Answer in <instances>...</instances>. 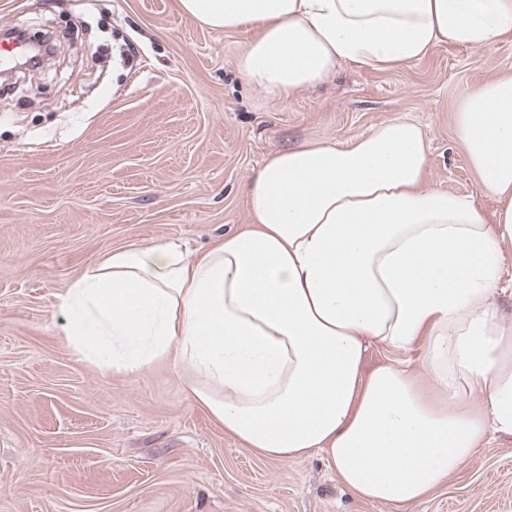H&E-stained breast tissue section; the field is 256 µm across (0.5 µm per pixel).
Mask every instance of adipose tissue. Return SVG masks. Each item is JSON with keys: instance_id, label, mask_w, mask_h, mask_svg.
I'll list each match as a JSON object with an SVG mask.
<instances>
[{"instance_id": "obj_1", "label": "adipose tissue", "mask_w": 512, "mask_h": 512, "mask_svg": "<svg viewBox=\"0 0 512 512\" xmlns=\"http://www.w3.org/2000/svg\"><path fill=\"white\" fill-rule=\"evenodd\" d=\"M202 25L252 34L237 68L287 101L343 66L389 72L442 45L512 43V0H178ZM483 191L426 185L429 143L395 116L349 143L270 151L242 184L250 221L207 248H113L58 296L66 339L104 371L167 361L193 402L268 459L324 455L355 498L432 497L512 436V325L490 298L512 242V74L454 111ZM420 350L429 375L370 344Z\"/></svg>"}]
</instances>
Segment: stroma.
<instances>
[{"label": "stroma", "instance_id": "stroma-1", "mask_svg": "<svg viewBox=\"0 0 512 512\" xmlns=\"http://www.w3.org/2000/svg\"><path fill=\"white\" fill-rule=\"evenodd\" d=\"M59 36L46 71L0 89V512H512V438L431 500L362 502L322 456L269 460L225 435L160 362L112 374L68 344L58 294L128 243L207 247L248 223L240 186L274 148L348 142L387 118L430 142L427 187L491 216L453 109L512 73V44L442 46L386 73L340 68L280 101L236 66L248 30L177 0H0V26Z\"/></svg>", "mask_w": 512, "mask_h": 512}]
</instances>
